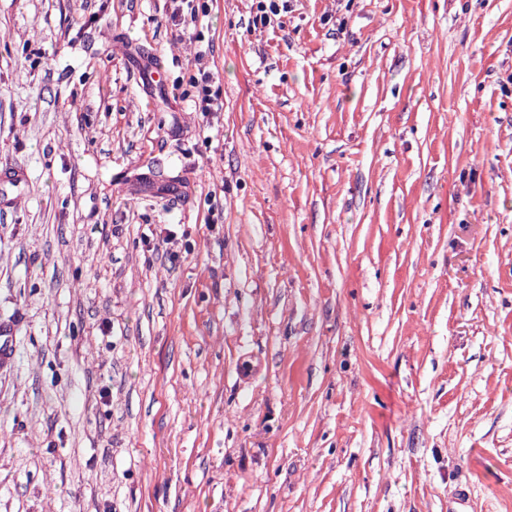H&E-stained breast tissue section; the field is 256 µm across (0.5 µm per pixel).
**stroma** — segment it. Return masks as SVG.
I'll return each mask as SVG.
<instances>
[{"mask_svg": "<svg viewBox=\"0 0 512 512\" xmlns=\"http://www.w3.org/2000/svg\"><path fill=\"white\" fill-rule=\"evenodd\" d=\"M175 7L0 0V512H512V0ZM179 2L181 5H178V9H176V12L174 13V17L177 18V21L179 22L177 25H182L183 30L188 31L193 35V30L196 29L197 23L200 19L199 11H201V14L204 16L206 15L208 1L180 0ZM184 4L187 9L186 12L184 9ZM256 6V14L252 18L254 28L269 26L273 18L280 14L281 10L288 9V0H258ZM266 2H269L267 4ZM279 2H282L281 8ZM204 56L196 53L192 59L188 60V65L197 71L200 76L192 75L190 85L195 89V103L198 104V111L208 115L209 112H220L224 108V102L221 98L219 87L216 88L217 78L210 70H207L206 63L203 62ZM214 88V89H213ZM27 184V174L23 170L2 166L0 168V188L2 197L0 206L4 208L13 204L27 187ZM13 195L17 196L10 197Z\"/></svg>", "mask_w": 512, "mask_h": 512, "instance_id": "35a3bbf8", "label": "stroma"}]
</instances>
